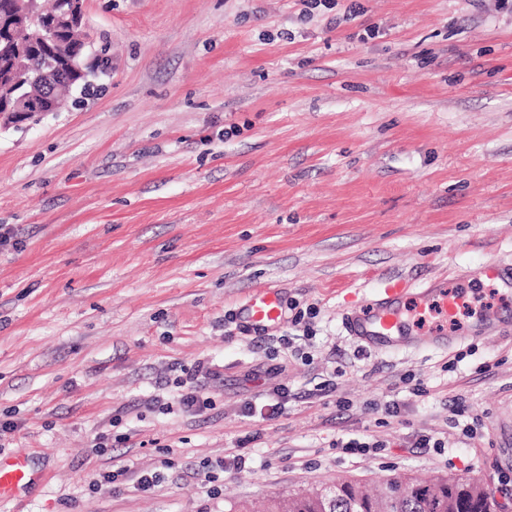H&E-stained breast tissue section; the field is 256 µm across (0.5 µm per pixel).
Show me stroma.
I'll return each instance as SVG.
<instances>
[{"label": "stroma", "mask_w": 512, "mask_h": 512, "mask_svg": "<svg viewBox=\"0 0 512 512\" xmlns=\"http://www.w3.org/2000/svg\"><path fill=\"white\" fill-rule=\"evenodd\" d=\"M86 30L111 76L0 131V455L30 476L0 512H228L399 475L512 499V291L471 275L512 259V0H86ZM433 277L508 331L346 334L387 280ZM259 285L283 303L266 333ZM181 380L210 409L163 410ZM244 311L252 328L264 330L275 327L282 318L279 290L269 286L256 288ZM498 332V326L488 316L484 315L477 321L448 333L447 323L435 326L429 336H419L415 342L425 341L428 345L439 350H448L453 345L462 342L476 334Z\"/></svg>", "instance_id": "obj_1"}]
</instances>
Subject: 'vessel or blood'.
<instances>
[{"mask_svg":"<svg viewBox=\"0 0 512 512\" xmlns=\"http://www.w3.org/2000/svg\"><path fill=\"white\" fill-rule=\"evenodd\" d=\"M481 273L487 280L502 287L512 288V263L495 262L483 265ZM438 305L446 320L454 318L458 301L449 293L444 280L429 281L424 287L394 279L385 288L360 306L352 309L344 318V326L350 336L366 343L373 350L392 348V336L402 326V316L407 307L422 308ZM245 313L251 327L264 330L275 327L282 318V307L278 289L262 286L251 294ZM498 327L489 317L456 330H448L445 323L435 326L426 336L428 345L445 350L477 334L497 332ZM28 473L23 453L9 458L0 457V501L12 499L26 483Z\"/></svg>","mask_w":512,"mask_h":512,"instance_id":"vessel-or-blood-1","label":"vessel or blood"}]
</instances>
